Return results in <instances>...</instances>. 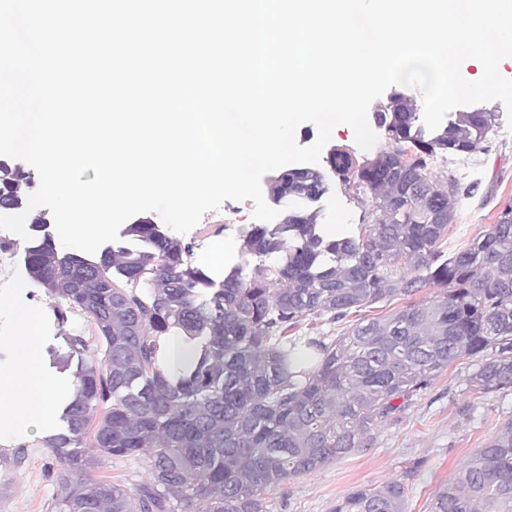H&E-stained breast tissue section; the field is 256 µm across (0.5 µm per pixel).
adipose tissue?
<instances>
[{
	"label": "adipose tissue",
	"instance_id": "obj_1",
	"mask_svg": "<svg viewBox=\"0 0 512 512\" xmlns=\"http://www.w3.org/2000/svg\"><path fill=\"white\" fill-rule=\"evenodd\" d=\"M2 312L10 316L15 333L9 339L14 362L0 369V434L49 426L53 421L52 402L65 385L35 371L38 313L18 304L13 296L0 294Z\"/></svg>",
	"mask_w": 512,
	"mask_h": 512
}]
</instances>
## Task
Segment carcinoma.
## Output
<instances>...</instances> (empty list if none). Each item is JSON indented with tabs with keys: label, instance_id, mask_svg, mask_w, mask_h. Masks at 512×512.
I'll return each instance as SVG.
<instances>
[{
	"label": "carcinoma",
	"instance_id": "carcinoma-1",
	"mask_svg": "<svg viewBox=\"0 0 512 512\" xmlns=\"http://www.w3.org/2000/svg\"><path fill=\"white\" fill-rule=\"evenodd\" d=\"M377 124L390 146L372 159L334 149L326 171L275 175L281 219L243 229L240 259L219 279L190 263V244L149 221L126 228L133 246L92 261L59 255L35 218L23 250L28 277L60 301L59 323L81 311L101 343L100 358L77 371L64 430L45 441L65 463L55 512H266L267 492L372 447L382 424L456 362L479 358L470 391L512 389V204L448 252L459 188L428 172L439 153L482 149L495 113L452 112L430 131L416 102L394 94ZM328 172L365 197L371 223L354 235H331L316 213L290 208L320 200ZM30 178L1 171L0 207L18 205L13 188ZM272 255L278 265H251ZM422 288L433 289L429 299L411 300ZM405 299L329 342L288 336L308 318L334 324ZM171 336L191 350L173 374L161 356ZM87 446L147 458L151 481L131 494L87 477ZM330 512H406V489L396 479L358 486ZM427 512H512V419L438 488Z\"/></svg>",
	"mask_w": 512,
	"mask_h": 512
}]
</instances>
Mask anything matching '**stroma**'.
<instances>
[{
    "instance_id": "stroma-1",
    "label": "stroma",
    "mask_w": 512,
    "mask_h": 512,
    "mask_svg": "<svg viewBox=\"0 0 512 512\" xmlns=\"http://www.w3.org/2000/svg\"><path fill=\"white\" fill-rule=\"evenodd\" d=\"M487 107L496 114V127L485 150L471 155L440 154L429 164L433 178L440 183L454 180L467 190L460 196L448 227L446 245L451 250L495 223L500 209L512 203V124L501 102H488ZM253 209L249 200L237 206L224 201L219 210L206 213L193 229L182 234V241L192 246V264L211 271L212 249L223 241L240 243L242 229L254 222ZM315 209L319 224H338L343 234L352 235L362 222L365 205L352 187L334 180ZM8 245L14 262L9 275L0 276V293L14 294L19 303L36 309L40 316L38 371L73 380L74 368L59 371L49 352L54 349L66 354L65 335H81L88 342L83 360L95 358L96 329L78 312L69 314L65 326H58L54 299L28 280L23 264L24 240L15 235ZM471 369L467 359L451 366L431 387L414 396L396 421L381 426L373 448L294 477L268 492L267 512H328L337 499L355 487L392 479L405 485L407 512H426L435 491L448 483L500 423L512 418V391H469L465 379ZM63 427L57 418L49 429L0 437V512H53L63 495L53 473L63 462L52 456L44 441ZM92 475L132 491L149 481L150 467L141 457L104 456Z\"/></svg>"
}]
</instances>
